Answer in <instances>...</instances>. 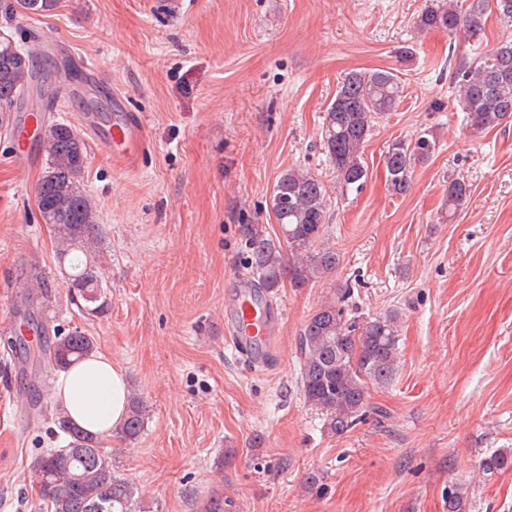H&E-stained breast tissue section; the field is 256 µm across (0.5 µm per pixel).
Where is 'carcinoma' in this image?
<instances>
[{"label":"carcinoma","mask_w":512,"mask_h":512,"mask_svg":"<svg viewBox=\"0 0 512 512\" xmlns=\"http://www.w3.org/2000/svg\"><path fill=\"white\" fill-rule=\"evenodd\" d=\"M458 3L448 0L445 6L424 10L417 16L416 26L422 31L445 29L450 34L463 29L475 36L481 31L484 10L490 6L512 22V0H479L465 15ZM60 6L61 0H13L11 10L22 16L45 15ZM37 61V52L22 49L17 53L12 42L0 39V100L13 104L33 91ZM456 77L463 119L472 131L494 129L512 120V43L499 45L474 66L460 65ZM400 97L399 79L385 69L352 70L339 82L326 109L322 140L341 192L363 188L367 177L365 143L375 120L394 111ZM42 147L47 163L36 186L40 217L45 224L59 226L55 240L60 258L82 254L73 263L71 287L89 304L87 313L100 314L106 308L98 270L104 235L96 207L82 187L85 142L72 126L53 123ZM436 147L432 130L389 145L385 163L394 194L409 192L415 168L427 163ZM469 195L464 180L448 177L444 219L452 218ZM271 212L280 228L278 236L270 235L263 224L241 225L250 269L259 287L274 293L287 280L294 288H304L336 270L340 256L324 243L327 189L318 176L300 168L282 172L273 185ZM399 341L395 312L362 323L350 322L344 319V309L330 302L308 318L298 340L301 391L307 403L325 414L328 433L341 436L378 412L367 401L368 387H385L393 381ZM96 349L95 337L76 330L50 341L39 337L38 356L65 369ZM146 411L143 398L130 395L127 416L116 437L128 443L136 441ZM58 427L67 435L66 444L47 449L36 468L46 476L40 500L50 512H135L137 484L114 474L112 455L101 446V437L61 416ZM481 468L489 476L511 470L512 449L493 451L483 458Z\"/></svg>","instance_id":"cac0c4a2"}]
</instances>
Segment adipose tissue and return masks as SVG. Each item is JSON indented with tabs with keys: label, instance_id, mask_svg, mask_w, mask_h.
I'll use <instances>...</instances> for the list:
<instances>
[{
	"label": "adipose tissue",
	"instance_id": "1",
	"mask_svg": "<svg viewBox=\"0 0 512 512\" xmlns=\"http://www.w3.org/2000/svg\"><path fill=\"white\" fill-rule=\"evenodd\" d=\"M54 391L60 412L90 433L111 436L125 418V374L105 353H92L61 371Z\"/></svg>",
	"mask_w": 512,
	"mask_h": 512
}]
</instances>
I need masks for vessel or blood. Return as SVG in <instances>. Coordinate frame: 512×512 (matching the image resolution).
I'll return each mask as SVG.
<instances>
[{
  "label": "vessel or blood",
  "instance_id": "vessel-or-blood-1",
  "mask_svg": "<svg viewBox=\"0 0 512 512\" xmlns=\"http://www.w3.org/2000/svg\"><path fill=\"white\" fill-rule=\"evenodd\" d=\"M82 123L114 158L129 159L148 148L144 123L125 115L109 127H100L97 117L87 113ZM282 318L281 308L269 294L258 293L249 282H242L224 314L226 340L241 355L251 356L263 347H274Z\"/></svg>",
  "mask_w": 512,
  "mask_h": 512
}]
</instances>
